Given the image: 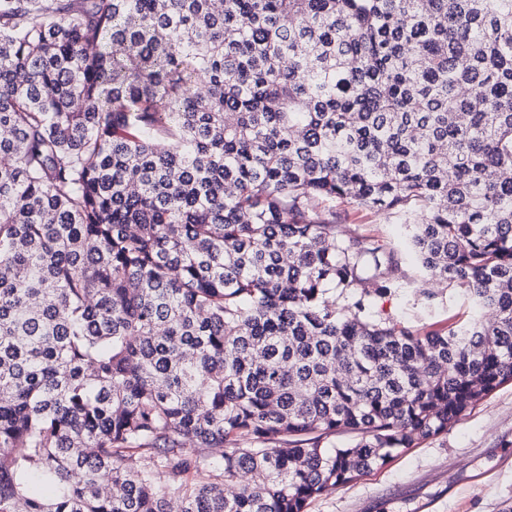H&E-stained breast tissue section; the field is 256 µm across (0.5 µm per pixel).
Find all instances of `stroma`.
I'll return each instance as SVG.
<instances>
[{
	"mask_svg": "<svg viewBox=\"0 0 512 512\" xmlns=\"http://www.w3.org/2000/svg\"><path fill=\"white\" fill-rule=\"evenodd\" d=\"M346 233L401 249L403 230L390 215L337 204ZM411 281L377 308L419 327L448 322L447 301L418 304V270L401 258ZM307 512H512V383L464 412L448 431L398 453L392 462L315 498Z\"/></svg>",
	"mask_w": 512,
	"mask_h": 512,
	"instance_id": "stroma-1",
	"label": "stroma"
}]
</instances>
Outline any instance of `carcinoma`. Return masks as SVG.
<instances>
[{
    "label": "carcinoma",
    "instance_id": "obj_1",
    "mask_svg": "<svg viewBox=\"0 0 512 512\" xmlns=\"http://www.w3.org/2000/svg\"><path fill=\"white\" fill-rule=\"evenodd\" d=\"M509 382L512 0H0V512H306ZM336 212L340 215L341 228L348 234L367 236L384 240L398 251L401 271L411 281L410 288H406L405 295L398 293L377 300V309L391 317L406 320L419 327L448 324V317L453 314L448 311V295L443 301H438L430 308L420 304L419 289L423 288L420 273L407 258L402 250L403 229L400 222L392 215H385L366 209H351L336 201ZM415 302V305L413 303ZM419 303V304H417Z\"/></svg>",
    "mask_w": 512,
    "mask_h": 512
}]
</instances>
